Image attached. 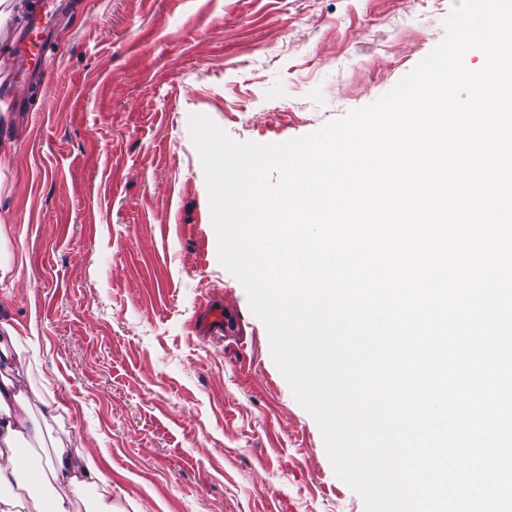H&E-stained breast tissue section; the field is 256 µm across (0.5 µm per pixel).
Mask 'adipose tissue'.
Here are the masks:
<instances>
[{"mask_svg":"<svg viewBox=\"0 0 512 512\" xmlns=\"http://www.w3.org/2000/svg\"><path fill=\"white\" fill-rule=\"evenodd\" d=\"M14 357L0 346V512H73L64 490L95 489L92 512H143L139 504L121 505L96 459L87 450L55 448L32 480L19 459L22 444L41 440L44 429L9 371Z\"/></svg>","mask_w":512,"mask_h":512,"instance_id":"obj_1","label":"adipose tissue"}]
</instances>
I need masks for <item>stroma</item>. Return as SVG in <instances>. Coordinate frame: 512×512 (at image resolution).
<instances>
[{
  "instance_id": "obj_1",
  "label": "stroma",
  "mask_w": 512,
  "mask_h": 512,
  "mask_svg": "<svg viewBox=\"0 0 512 512\" xmlns=\"http://www.w3.org/2000/svg\"><path fill=\"white\" fill-rule=\"evenodd\" d=\"M453 0H83L38 77L0 94V222L24 251L0 312L41 339L60 422L147 512H365L334 473L242 284L219 262L190 135L282 143L392 89ZM237 337L195 335L205 303Z\"/></svg>"
}]
</instances>
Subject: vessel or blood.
<instances>
[{"instance_id": "b4317fda", "label": "vessel or blood", "mask_w": 512, "mask_h": 512, "mask_svg": "<svg viewBox=\"0 0 512 512\" xmlns=\"http://www.w3.org/2000/svg\"><path fill=\"white\" fill-rule=\"evenodd\" d=\"M53 16L50 0H41L25 19L17 40V65L12 74V86L26 91V76L30 71L42 68L47 63V29ZM231 317L222 310L207 308L204 319L197 323V332L212 336L222 335L230 325Z\"/></svg>"}]
</instances>
